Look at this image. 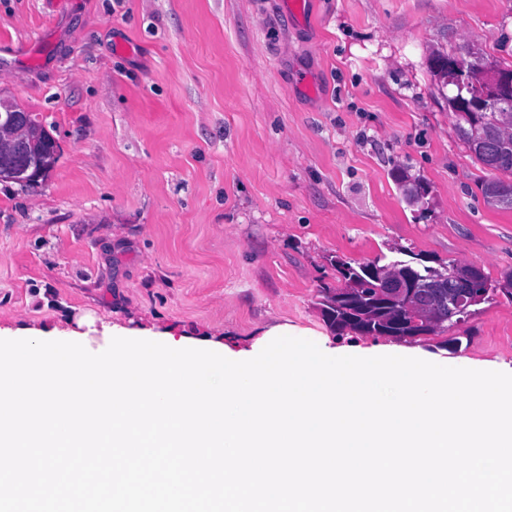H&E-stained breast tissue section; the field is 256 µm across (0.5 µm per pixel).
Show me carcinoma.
<instances>
[{"label":"carcinoma","mask_w":512,"mask_h":512,"mask_svg":"<svg viewBox=\"0 0 512 512\" xmlns=\"http://www.w3.org/2000/svg\"><path fill=\"white\" fill-rule=\"evenodd\" d=\"M454 55L437 53L429 58L430 72L444 86L452 88L453 94L446 97L448 110L456 116V133L465 148L486 171L487 178L480 183V191L485 202L491 206L512 209V131L503 128L506 117L512 118V83L499 86V93L492 104L482 112L467 111L468 103L484 95L486 82L480 77L473 82L459 86L449 80L448 66ZM472 65L481 73H500L512 77V65H502L474 53ZM13 114L20 118V123L31 133L45 138L50 134L38 121L35 113L28 111L18 102H13ZM21 160L15 151L12 133L0 130V168ZM393 263L387 255L380 254L366 262L352 265L349 261L336 260V279L347 288H358L359 300L355 306H333L336 301L333 291L322 289L323 317L329 328L341 335L345 331L363 336H439L469 322L476 314L470 309L462 316H453L441 327H434L426 322L420 307L404 302L390 303L379 296V272ZM455 263L441 262L436 266L415 264L420 283L430 285L434 280L453 274ZM482 302L492 300L500 292L512 297V273H507L502 280L493 282L487 275H482ZM399 316L411 327L396 331L389 322Z\"/></svg>","instance_id":"1"}]
</instances>
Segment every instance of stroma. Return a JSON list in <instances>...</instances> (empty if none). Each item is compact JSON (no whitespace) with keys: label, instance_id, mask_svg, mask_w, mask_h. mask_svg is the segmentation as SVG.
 Listing matches in <instances>:
<instances>
[{"label":"stroma","instance_id":"1","mask_svg":"<svg viewBox=\"0 0 512 512\" xmlns=\"http://www.w3.org/2000/svg\"><path fill=\"white\" fill-rule=\"evenodd\" d=\"M0 0V93L60 148L0 182V329L168 332L247 349L285 325L336 347L334 262L421 256L512 272V209L429 70L471 46L512 64V0ZM423 182L417 203L396 180ZM452 362L512 368V299Z\"/></svg>","mask_w":512,"mask_h":512}]
</instances>
